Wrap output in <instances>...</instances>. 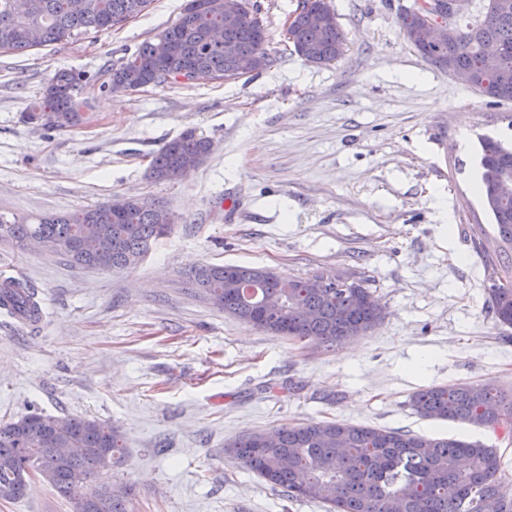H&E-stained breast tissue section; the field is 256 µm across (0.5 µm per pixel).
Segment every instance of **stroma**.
<instances>
[{
	"label": "stroma",
	"instance_id": "stroma-1",
	"mask_svg": "<svg viewBox=\"0 0 512 512\" xmlns=\"http://www.w3.org/2000/svg\"><path fill=\"white\" fill-rule=\"evenodd\" d=\"M346 36L336 63L286 36L298 0H258L271 63L236 81L103 92L99 72L171 26L184 0H153L108 32L0 54V213L28 220L124 198L164 204L171 233L134 268H75L0 240V270L30 282L35 329L0 313V423L32 412L119 428L132 512H325L291 500L225 455L244 432L327 418L458 437L498 449L512 433L425 420L408 405L431 385L512 389V327L493 318L471 225L478 138L512 140V102L494 104L421 59L397 17L414 0H328ZM59 70L83 75L84 120L27 118ZM212 150L157 182L153 155L187 130ZM199 264L364 281L385 310L326 350L241 322L189 288ZM0 512H71L40 478Z\"/></svg>",
	"mask_w": 512,
	"mask_h": 512
}]
</instances>
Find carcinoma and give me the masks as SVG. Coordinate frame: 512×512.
<instances>
[{
  "label": "carcinoma",
  "mask_w": 512,
  "mask_h": 512,
  "mask_svg": "<svg viewBox=\"0 0 512 512\" xmlns=\"http://www.w3.org/2000/svg\"><path fill=\"white\" fill-rule=\"evenodd\" d=\"M152 0H27L24 12L15 0H0V51L25 52L29 36L38 33L43 46L73 33L103 32L144 11ZM239 17L227 21L224 0H186L177 19L156 40L143 43L131 56L105 71L100 88L137 91L174 85L187 64L211 79L270 64L267 29L255 0H238ZM323 0H301L292 16L295 51L329 65L340 59L345 35L338 22L320 26L311 16ZM229 33L238 53H224L221 33ZM430 64L451 73L469 70L483 75L488 54L498 57L496 71L472 88L497 102H512V0H488L483 17L456 28L455 40L443 47L414 44ZM82 79L59 70L48 79L42 101L27 119L47 115L48 126L68 128L82 121L78 99ZM210 142L187 131L166 143L152 158L149 176L177 178L188 165H199ZM479 192L491 213L496 234L487 247L481 225L472 229L476 252L490 282L488 307L496 321L512 327V201L497 194L502 180L512 181V145L493 137L480 139ZM172 214L162 204L136 198L123 200V214L102 204L79 214L44 217L35 224L0 215V237L16 246L39 237L58 244L54 254L78 268H130L172 227ZM194 288L216 306L252 327L275 336L304 340L325 349L363 336L383 318V307L361 282L332 275L281 276L266 267L237 264L201 265L189 273ZM29 308L39 317L37 292L30 284L0 282V308ZM409 405L419 416L451 420L479 428L512 430V392L481 384L431 385L414 392ZM273 445L258 444V432L238 436L225 454L290 498L322 504L327 512H512V481L497 449L479 441L438 437L410 431L323 420L272 429ZM125 454L119 429L79 415L31 413L0 424V500L16 501L30 476L44 478L52 490L72 504L86 499L83 512H130L131 489L106 499H91L71 483L74 472L100 480Z\"/></svg>",
  "instance_id": "cac0c4a2"
}]
</instances>
